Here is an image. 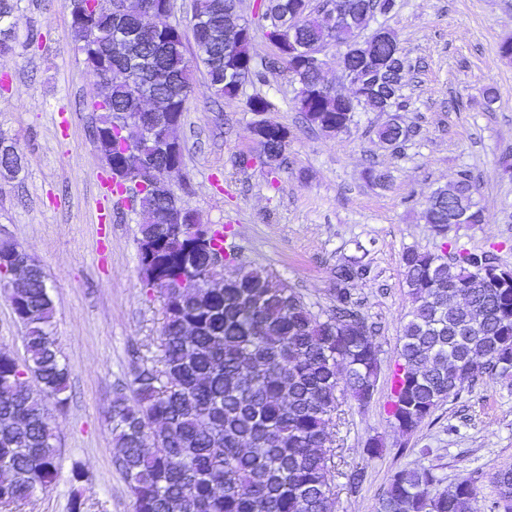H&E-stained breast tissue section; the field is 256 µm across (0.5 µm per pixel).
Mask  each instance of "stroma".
<instances>
[{"label":"stroma","instance_id":"obj_1","mask_svg":"<svg viewBox=\"0 0 512 512\" xmlns=\"http://www.w3.org/2000/svg\"><path fill=\"white\" fill-rule=\"evenodd\" d=\"M69 21L63 0H21L15 49L0 55V135L25 161L17 179L0 180V234L43 268L55 335L72 369L64 408L50 410L55 481L0 512H70L77 490L83 512H133L107 410L133 366L153 364L160 341V302L146 295L140 276L143 217L135 204L113 206L110 172L91 135L88 104L98 81L75 49ZM385 23L419 65L402 115L419 133L400 154L372 131L386 119L381 112L358 113L339 136L301 130L294 86L275 68L218 106L196 81L182 126L184 166L172 183L200 223L232 227L245 265L268 269L315 307L331 305L337 263L357 257L371 267L370 279L354 287L377 329L378 379L371 400L348 401L330 429L337 512H375L396 471L429 466L451 483L471 476L487 512L497 474L512 469V376H483L409 433L390 427L387 405L412 309L402 252L438 253L448 240L466 251L494 250L512 267V169L500 164L512 156V59L498 52L512 38V0H398ZM489 86L498 99L488 108ZM258 92L276 103L268 120L296 132L288 164L277 171L238 164L255 151L246 98ZM371 162L391 171L390 188L365 180ZM463 170L480 179L484 221L443 238L425 221L426 200ZM374 437L383 450L372 456ZM359 470L365 479L352 485Z\"/></svg>","mask_w":512,"mask_h":512}]
</instances>
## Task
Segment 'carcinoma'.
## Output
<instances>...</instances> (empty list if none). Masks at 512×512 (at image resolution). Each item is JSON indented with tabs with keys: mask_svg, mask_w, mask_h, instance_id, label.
Returning <instances> with one entry per match:
<instances>
[{
	"mask_svg": "<svg viewBox=\"0 0 512 512\" xmlns=\"http://www.w3.org/2000/svg\"><path fill=\"white\" fill-rule=\"evenodd\" d=\"M19 0H0V30L15 35ZM232 0H194L202 27L186 34L159 24L165 0H143L148 17H120L85 0L90 24H70L75 48L101 82L91 103L94 138L112 171L135 170V144L118 138L116 121L141 111L142 89L166 103L160 135L178 146L176 159L157 156L153 177L169 180L184 166L180 132L194 74L205 75L211 97L238 96L237 83L264 82V68L250 52L256 29L228 45L226 11ZM349 22L332 23L337 3ZM396 11V0H259L260 28L275 49L274 62L300 90L297 111L327 135L347 133L358 112H383L376 136L393 152L415 133L399 120L408 111L406 74L412 68L395 31L366 40L361 33L378 17ZM143 28L133 56L113 52L111 39L124 29ZM329 47L343 66L369 75L355 99L304 67L306 54ZM249 111L274 108L260 93L247 98ZM288 127L269 123L255 137L257 158L281 167ZM24 160L0 153V177L13 180ZM474 176L458 174L435 189L424 211L427 223L447 237L448 225L464 215L482 222ZM172 190L156 187L139 196L147 222L138 239L142 284L162 310L158 366L137 367L130 395L117 394L109 418L118 448L117 465L134 512H335L331 483L333 439L329 427L348 399H371L378 376V350L371 328L360 327L361 298L349 283L370 277L358 258L336 265L333 303L317 312L294 288L263 268H224L237 263L225 246L231 229L209 228L206 239L190 224H155L171 209ZM18 247L0 243V276L8 278ZM498 263L492 250L450 249L448 256L406 248L400 258L413 308L402 327L387 414L392 427L415 430L448 398L472 388L485 375H512V276L484 284L477 271ZM33 280L12 297L24 327V359L0 352V419L18 416L19 426L0 425V504L10 505L51 484L57 453L47 400L64 407L61 395L71 369L54 332V304L40 265ZM217 277L224 287L210 288ZM32 377L39 388L27 383ZM152 448H147V445ZM445 477L423 467L397 471L377 512H476L473 482L461 477L451 489ZM498 508L512 512V470L497 474Z\"/></svg>",
	"mask_w": 512,
	"mask_h": 512,
	"instance_id": "obj_1",
	"label": "carcinoma"
}]
</instances>
